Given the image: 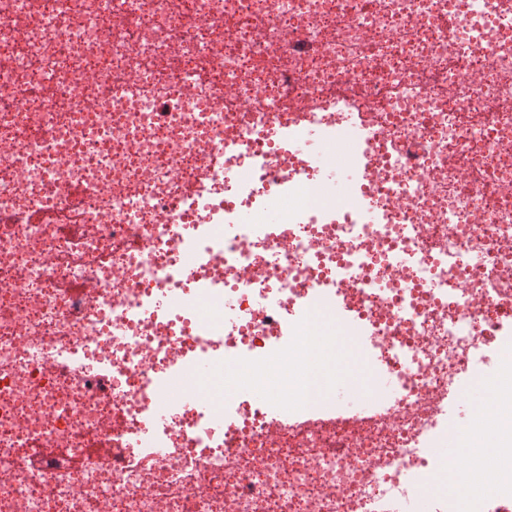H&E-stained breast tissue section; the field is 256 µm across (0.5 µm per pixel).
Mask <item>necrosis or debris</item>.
I'll return each mask as SVG.
<instances>
[{"instance_id":"4bbe7bcc","label":"necrosis or debris","mask_w":512,"mask_h":512,"mask_svg":"<svg viewBox=\"0 0 512 512\" xmlns=\"http://www.w3.org/2000/svg\"><path fill=\"white\" fill-rule=\"evenodd\" d=\"M509 307L512 0H0V512H512ZM355 366L356 363L348 346L340 344V347L336 348V369L332 392L338 403L349 404L342 409L345 417L351 420H366L369 418L370 411L361 406V400L352 403L355 395L350 388V377Z\"/></svg>"}]
</instances>
